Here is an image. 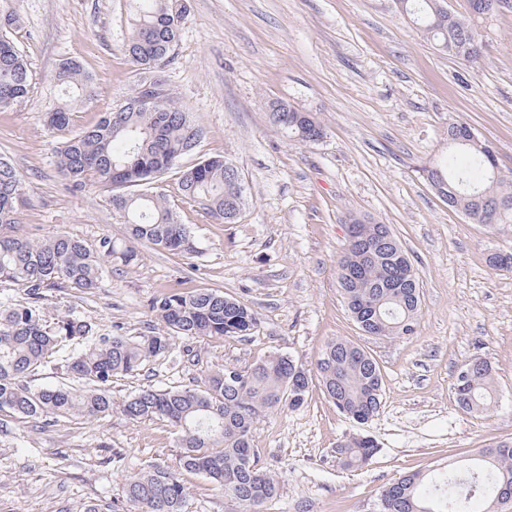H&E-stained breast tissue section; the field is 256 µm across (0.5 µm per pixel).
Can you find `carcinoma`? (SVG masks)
I'll list each match as a JSON object with an SVG mask.
<instances>
[{
	"mask_svg": "<svg viewBox=\"0 0 512 512\" xmlns=\"http://www.w3.org/2000/svg\"><path fill=\"white\" fill-rule=\"evenodd\" d=\"M436 45L465 43L458 60L476 64L482 45L474 22L442 10L441 0H397ZM186 7L182 0H130V34L126 53L148 73L129 100L142 94L154 69L172 56ZM13 18L0 19V108L29 98L27 64L8 35ZM66 99L44 107L42 116L57 131L69 130L74 106L92 96L90 78L77 62L62 61L54 75ZM275 124L297 140L311 143L304 128L323 130L314 114L297 120L301 110L272 104ZM204 135L162 88L143 106L103 112L98 121L67 137L57 153V167L70 186L89 182L112 189V210L128 224L124 240L102 236L93 243L61 234L35 242L18 235V211L24 201V179L9 162L0 160V281H11L28 296L24 304L0 305V426L8 419L54 425L81 417L98 421L112 413V378L143 369L170 353L179 337H246L259 318L246 304L210 288L175 291L154 297L151 313L163 324L139 336L98 333L93 325L71 315L49 320L43 300L50 290L91 293L100 287L112 262L131 264L136 245L150 244L174 254L196 252L194 236L182 224L155 184L176 170L182 200L197 205L224 223L238 218L231 200L244 193L226 180L222 158L182 165ZM498 167L490 142L448 141V154L437 168L448 183L450 207L463 211L474 224H512V175H494ZM355 237L348 240L338 263V283L352 318L364 317L373 335L411 336L420 317L418 279L406 274L404 250L385 224L353 218ZM60 360L68 381L37 386L31 377ZM465 387L455 382V402L466 411H485L495 402L492 366L482 359L468 362ZM324 392L336 408L358 424L378 412L383 399L381 368L359 344L332 339L316 364ZM311 377L286 354L272 352L249 367L208 374L196 388L142 389L120 405L133 421L159 420L175 431L179 448L175 462L150 467L128 480L122 499L92 500L84 512H186L182 473L208 477L224 493L229 512H267L280 497V482L259 465L252 448V429L272 409H294L304 402ZM377 453L375 442L358 435L342 441L336 458L347 468L367 465ZM480 464L461 474L426 480L420 473L403 475L388 484L377 512H505L500 495L512 489V441L477 449Z\"/></svg>",
	"mask_w": 512,
	"mask_h": 512,
	"instance_id": "obj_1",
	"label": "carcinoma"
}]
</instances>
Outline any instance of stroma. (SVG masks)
I'll list each match as a JSON object with an SVG mask.
<instances>
[{"instance_id":"stroma-1","label":"stroma","mask_w":512,"mask_h":512,"mask_svg":"<svg viewBox=\"0 0 512 512\" xmlns=\"http://www.w3.org/2000/svg\"><path fill=\"white\" fill-rule=\"evenodd\" d=\"M177 46L159 73L204 130L193 159L236 165L245 205L235 223L183 202L178 175L158 186L199 247L177 255L142 245L132 264H113L91 294L56 291L49 315L72 314L102 332L158 329L153 297L213 288L260 319L243 338L176 339L169 357L115 378L114 403L146 386H194L224 366L243 368L271 351L307 370L331 339H350L379 362L381 408L360 425L312 381L296 410L262 415L252 430L259 463L281 483L268 512H376L381 491L402 475L462 470L476 449L512 441V273L489 266L512 252V226L474 224L441 201L420 169L448 151V124L466 122L512 173V6L476 26L484 58L465 65L441 51L396 0H186ZM128 0H0L17 24L9 36L32 78L29 100L0 109V157L25 180L20 234L125 238L109 195L75 189L56 166L63 139L41 119L59 91L51 77L71 59L94 79L75 126L122 104L143 75L125 53ZM283 101L324 127L305 144L273 125ZM357 216L386 224L405 247L420 284L418 330L363 335L337 280L346 226ZM480 358L494 371L497 402L480 413L454 400L458 368ZM371 437L364 468L342 467L337 445ZM177 438L164 423L64 419L0 432V512H83L121 495L126 479L171 465ZM187 512H227L205 476L186 472Z\"/></svg>"}]
</instances>
